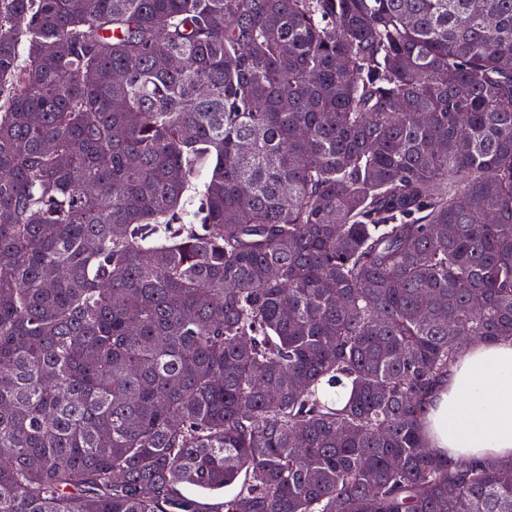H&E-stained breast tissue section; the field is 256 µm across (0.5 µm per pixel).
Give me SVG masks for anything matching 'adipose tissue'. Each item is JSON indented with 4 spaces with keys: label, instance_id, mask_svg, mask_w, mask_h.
<instances>
[{
    "label": "adipose tissue",
    "instance_id": "obj_1",
    "mask_svg": "<svg viewBox=\"0 0 512 512\" xmlns=\"http://www.w3.org/2000/svg\"><path fill=\"white\" fill-rule=\"evenodd\" d=\"M420 426L440 454L512 459V337L470 340L430 396Z\"/></svg>",
    "mask_w": 512,
    "mask_h": 512
}]
</instances>
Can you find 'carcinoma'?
<instances>
[{
  "instance_id": "cac0c4a2",
  "label": "carcinoma",
  "mask_w": 512,
  "mask_h": 512,
  "mask_svg": "<svg viewBox=\"0 0 512 512\" xmlns=\"http://www.w3.org/2000/svg\"><path fill=\"white\" fill-rule=\"evenodd\" d=\"M507 336L512 0H0V512H512ZM420 426L442 455L512 459V337L471 339L430 396Z\"/></svg>"
}]
</instances>
